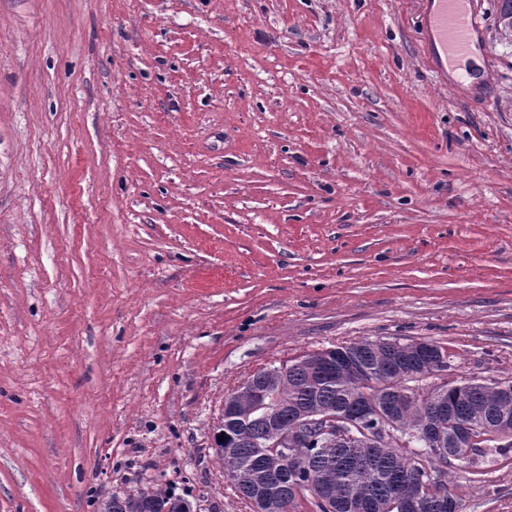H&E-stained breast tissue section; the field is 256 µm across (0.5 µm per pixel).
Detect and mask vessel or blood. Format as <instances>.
<instances>
[{"mask_svg": "<svg viewBox=\"0 0 512 512\" xmlns=\"http://www.w3.org/2000/svg\"><path fill=\"white\" fill-rule=\"evenodd\" d=\"M457 0H427V15L422 24L427 31L424 58L437 75H444L445 66L438 51L451 49L454 54L464 56L481 30L477 6L458 11Z\"/></svg>", "mask_w": 512, "mask_h": 512, "instance_id": "1", "label": "vessel or blood"}]
</instances>
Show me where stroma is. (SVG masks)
I'll use <instances>...</instances> for the list:
<instances>
[{
    "instance_id": "35a3bbf8",
    "label": "stroma",
    "mask_w": 512,
    "mask_h": 512,
    "mask_svg": "<svg viewBox=\"0 0 512 512\" xmlns=\"http://www.w3.org/2000/svg\"><path fill=\"white\" fill-rule=\"evenodd\" d=\"M422 57L423 0H0V512L170 484L258 369L429 340L512 381V47ZM512 512V453L446 469Z\"/></svg>"
}]
</instances>
